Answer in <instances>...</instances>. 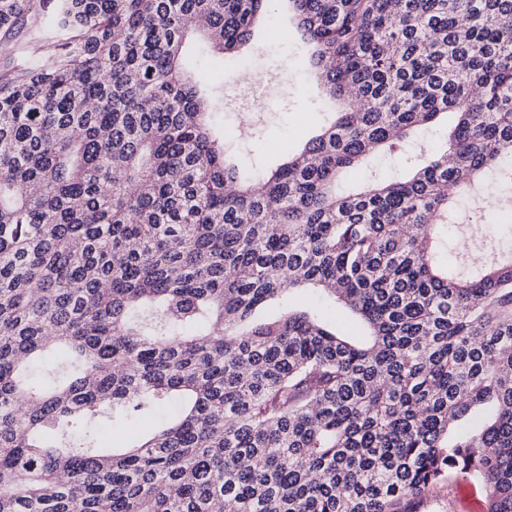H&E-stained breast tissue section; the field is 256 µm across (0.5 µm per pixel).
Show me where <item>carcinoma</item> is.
<instances>
[{
	"mask_svg": "<svg viewBox=\"0 0 512 512\" xmlns=\"http://www.w3.org/2000/svg\"><path fill=\"white\" fill-rule=\"evenodd\" d=\"M269 2L0 0V512H397L453 472L512 512V256L435 244L512 155V0H288L349 108L257 192L188 47L242 59ZM440 114L451 155L336 194Z\"/></svg>",
	"mask_w": 512,
	"mask_h": 512,
	"instance_id": "cac0c4a2",
	"label": "carcinoma"
}]
</instances>
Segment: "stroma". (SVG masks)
<instances>
[{"mask_svg": "<svg viewBox=\"0 0 512 512\" xmlns=\"http://www.w3.org/2000/svg\"><path fill=\"white\" fill-rule=\"evenodd\" d=\"M272 24L288 28L287 38L271 39L261 30L252 49L263 64L264 80L273 86L276 98L253 111H240V85L224 84L223 73L210 56L203 54L194 60L202 75L224 85L222 123L229 133L226 142L229 154L257 171L283 163L334 119L332 111L319 107L317 87L306 73V51L295 20L281 2L274 7ZM451 126L450 118H440L392 148L375 153L339 183V190H347L355 183L405 176L430 155L446 151ZM506 230L503 224L449 225L442 237V254L461 271H472L471 256L483 252L484 237ZM486 497L482 483L452 473L422 495L402 501L398 509L399 512H470L471 507H485Z\"/></svg>", "mask_w": 512, "mask_h": 512, "instance_id": "obj_1", "label": "stroma"}]
</instances>
